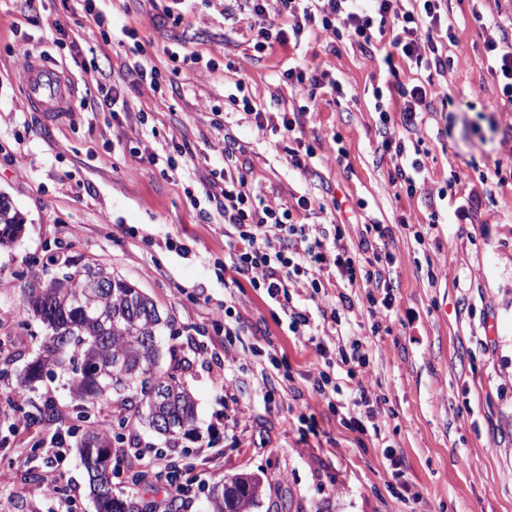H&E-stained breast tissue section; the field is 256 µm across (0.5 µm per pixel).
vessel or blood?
I'll use <instances>...</instances> for the list:
<instances>
[{
    "instance_id": "1",
    "label": "vessel or blood",
    "mask_w": 512,
    "mask_h": 512,
    "mask_svg": "<svg viewBox=\"0 0 512 512\" xmlns=\"http://www.w3.org/2000/svg\"><path fill=\"white\" fill-rule=\"evenodd\" d=\"M23 88L30 106L41 112H64L71 102L62 73L37 56L30 57L24 70Z\"/></svg>"
}]
</instances>
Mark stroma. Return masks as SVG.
I'll return each instance as SVG.
<instances>
[{"mask_svg": "<svg viewBox=\"0 0 512 512\" xmlns=\"http://www.w3.org/2000/svg\"><path fill=\"white\" fill-rule=\"evenodd\" d=\"M172 17H165L164 8ZM104 27L79 0H0V196L25 224L0 248V512H96L75 449L79 402L62 379L18 393V371L38 353L39 327L20 308L32 262L67 248L97 260L148 294L175 320L163 344L181 345L196 404L195 430L176 443L138 424L115 444L121 458L112 490L149 512L163 482L132 483L145 456L175 465L184 494L176 512H207L212 485L241 473L262 477L252 512H512V104L484 62V41L512 26V0H448L456 37L447 71L435 76L447 99H434L416 131L399 115L390 131L420 144L426 170L414 194L397 178L373 91L383 85L381 49L361 52L316 29L296 53L253 48L248 20L225 21L224 0H99ZM482 21H475L474 11ZM135 27L138 40L122 33ZM26 42L59 68L74 107L47 114L26 102ZM142 54H134V46ZM214 60L207 72L174 65L169 51ZM324 64L342 86L315 94L279 80L290 56ZM146 58L164 74L163 93L137 83ZM120 85L130 111L111 113L104 98ZM242 91L271 115L309 105L303 143L316 156L295 168L280 128L257 129L227 97ZM148 122L132 134L137 110ZM245 151L256 191L303 224H347L349 243L369 241L370 259L390 271L392 309L373 331L362 288L326 276L325 291H301L308 309L330 308L339 293L347 332L365 342L368 382L380 433L339 424L313 388L315 349L288 330L262 290L235 285L225 265L237 242L205 191L225 130ZM346 157H338L334 137ZM181 147L176 169L141 162ZM316 196L323 213L297 201ZM470 218H459L460 208ZM383 224L384 235L370 231ZM236 324L235 335L224 333ZM53 400L61 421L27 424L19 407ZM61 439L66 461L44 450ZM55 479L62 500L31 492Z\"/></svg>", "mask_w": 512, "mask_h": 512, "instance_id": "obj_1", "label": "stroma"}]
</instances>
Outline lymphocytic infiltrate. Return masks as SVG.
Returning <instances> with one entry per match:
<instances>
[{"mask_svg":"<svg viewBox=\"0 0 512 512\" xmlns=\"http://www.w3.org/2000/svg\"><path fill=\"white\" fill-rule=\"evenodd\" d=\"M224 13L231 19L239 14L250 19L257 34L254 49L259 53L301 42L316 28L334 39H349L365 52L377 36H388L380 58L385 87L375 90L374 97L382 99L387 91L397 94L401 124L408 131L417 126L440 90L430 80L414 85L401 82L397 60L440 73L448 67V46L455 41L447 0H233ZM484 50L503 98L512 103V38L505 34L488 37ZM382 145L396 161L402 187L414 193L424 172L422 160L411 153L405 140L388 137ZM242 152L239 139L225 134L224 185L207 194L224 218L225 233L242 244L232 269L280 306L289 331L312 342L320 367L317 392L323 396L339 393L329 368L336 359L344 365L366 367L369 360L362 344L353 342L351 352L332 356L335 337L315 335L310 311L295 305L293 294L302 288L319 290L325 271L332 268L348 286L367 289L372 314L383 315L392 305L390 278L385 269L366 266L354 254L345 224H299L292 221L289 209L268 203L248 181L247 169L239 162Z\"/></svg>","mask_w":512,"mask_h":512,"instance_id":"obj_1","label":"lymphocytic infiltrate"}]
</instances>
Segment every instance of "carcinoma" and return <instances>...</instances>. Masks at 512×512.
Here are the masks:
<instances>
[{
	"label": "carcinoma",
	"instance_id": "carcinoma-1",
	"mask_svg": "<svg viewBox=\"0 0 512 512\" xmlns=\"http://www.w3.org/2000/svg\"><path fill=\"white\" fill-rule=\"evenodd\" d=\"M23 226L19 214L0 208V246L11 243ZM81 264L84 275L70 279L67 288L49 284L71 265ZM106 271L112 287L100 293L97 311L87 313L77 304L89 289L90 276ZM21 304L32 320L40 323L37 356L17 375L21 389H33L57 372L66 376L74 398L85 406V427L77 449L88 473L97 512H137L135 506L117 498L112 491V427H103L91 411L112 408L119 422L147 423L157 412L177 423L176 434L193 431L194 400L185 382L187 360L176 346L168 348L169 361L158 360V349L146 342L152 333L172 326V320L158 318L159 310L147 294L111 269L73 252L51 256L25 281ZM177 390L171 399L163 396L152 403L145 399L147 388ZM31 424L61 420L50 399L35 414H25ZM261 479L239 474L214 485L208 496L209 512H251L259 498Z\"/></svg>",
	"mask_w": 512,
	"mask_h": 512
}]
</instances>
